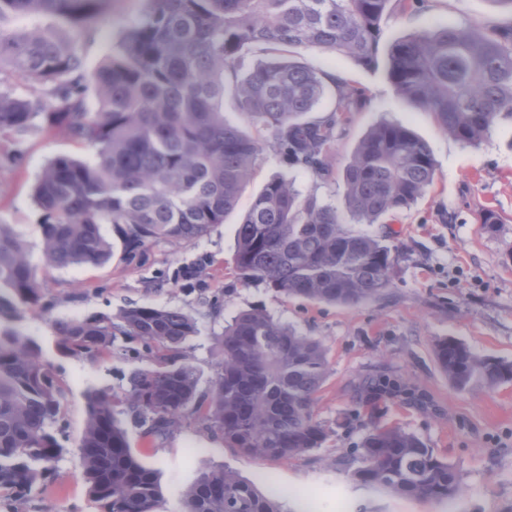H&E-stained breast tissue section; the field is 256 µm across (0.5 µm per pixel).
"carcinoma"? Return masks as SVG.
I'll list each match as a JSON object with an SVG mask.
<instances>
[{"instance_id": "1", "label": "carcinoma", "mask_w": 512, "mask_h": 512, "mask_svg": "<svg viewBox=\"0 0 512 512\" xmlns=\"http://www.w3.org/2000/svg\"><path fill=\"white\" fill-rule=\"evenodd\" d=\"M111 0H0V72L38 87L32 98L0 87V132L25 137L38 117L93 148L87 161L58 157L35 188L46 212L44 261L49 266H97L111 255L102 225L110 224L124 256L135 258L161 241L195 242L237 207L259 157L268 148L288 166L320 180L333 175L336 137L363 91L290 57L257 62L261 45L346 55L376 66L381 20L389 5L405 13L423 0H148L119 54L95 72L85 68L83 40ZM64 18L72 34L38 25L11 27L26 17ZM388 75L410 104L432 114L454 139L476 146L512 121V29L448 24L405 37L387 50ZM336 104L320 111L327 86ZM98 109L90 111L88 91ZM231 94L256 139L224 119ZM435 178L432 155L407 127L380 122L368 129L343 169L351 218L360 224L410 208ZM396 256L384 237L355 231L336 207L274 176L236 230L234 270L288 298L355 307L391 287ZM11 300L0 313L40 302L42 289L20 236L0 223V290ZM61 350L73 357L112 354L123 336L152 361L135 370L121 403L151 441L193 418L232 447L287 461L327 438L314 404L328 361L315 339L260 311H241L218 337L220 358L208 392L198 391L182 349L195 333L179 309L137 305L118 318L99 313L55 322ZM434 353L453 386L465 391L512 380V362L483 358L444 338ZM405 388L386 374L365 380L358 402L397 396ZM107 393L88 398L78 440L89 495L101 512H158L156 473L133 453ZM62 390L35 342L0 331V491L27 496L65 452L54 434ZM352 479L361 486L419 500L449 499L457 474L415 434L399 427L369 429ZM181 512H281L274 497L222 468L201 473L183 496Z\"/></svg>"}]
</instances>
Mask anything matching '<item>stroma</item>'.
I'll return each mask as SVG.
<instances>
[{"label":"stroma","mask_w":512,"mask_h":512,"mask_svg":"<svg viewBox=\"0 0 512 512\" xmlns=\"http://www.w3.org/2000/svg\"><path fill=\"white\" fill-rule=\"evenodd\" d=\"M145 0H114L84 45L88 70L119 51L138 23ZM467 22L512 27V11L493 0H426L417 13H391L382 23L381 49L395 40L448 24ZM300 62L334 74L364 90L367 103L349 115L336 140L335 173L326 182L288 167L267 152L254 168L236 209L198 241L158 242L126 260L111 225L110 257L94 267L50 269L42 260L43 213L34 186L54 158H89L92 147L54 134L46 118L24 140L0 133V222L26 242L43 291L38 307L0 317V329L17 330L40 348L64 391L59 435L65 453L54 474L27 498L0 494V512H99L82 477L77 447L92 393L124 397L132 373L147 367L138 343L117 337L110 357L90 360L64 354L54 329L58 320L108 313L135 304L177 308L190 315L196 333L184 355L198 388L212 386L216 342L226 321L242 310L267 312L318 339L328 370L315 413L328 431L322 447L281 462L245 454L184 420L167 438L148 443L125 407L117 418L133 451L157 475L160 512H179L181 496L199 473L224 466L265 492L276 493L285 512H512V381L457 390L439 368L434 346L453 338L476 354L512 362V124L503 123L477 146L445 133L432 116L401 98L385 62L364 68L345 55L301 53ZM409 128L429 147L436 176L425 195L394 220L370 225L397 256L393 283L380 301L358 307L287 298L264 284L243 283L234 272L236 226L264 183L279 175L303 191L344 208L341 171L366 131L380 121ZM491 210L502 219L495 231L479 217ZM397 377L411 397L380 403L372 411L356 404L360 384L378 374ZM398 425L419 436L456 470L460 492L441 502L400 498L365 488L351 478V448L370 423Z\"/></svg>","instance_id":"1"}]
</instances>
